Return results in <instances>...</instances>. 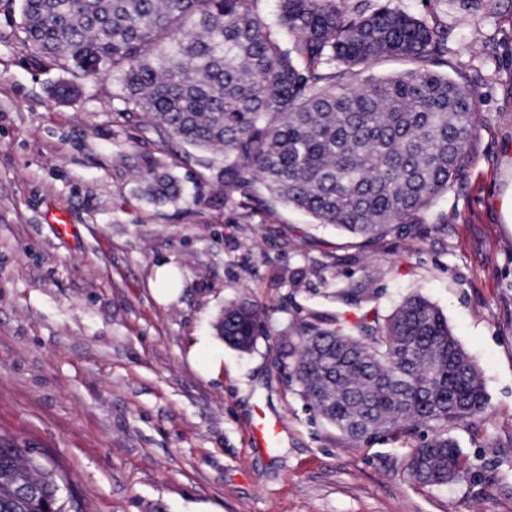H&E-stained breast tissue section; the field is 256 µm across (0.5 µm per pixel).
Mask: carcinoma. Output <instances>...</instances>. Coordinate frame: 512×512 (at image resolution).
<instances>
[{
    "mask_svg": "<svg viewBox=\"0 0 512 512\" xmlns=\"http://www.w3.org/2000/svg\"><path fill=\"white\" fill-rule=\"evenodd\" d=\"M18 10L34 61L74 77L120 83V111L177 165L221 166L224 201L281 202L365 240L420 223L471 161L475 87L448 65V34L395 0H0ZM413 68L361 78L382 57ZM142 193L179 198L171 172ZM232 349L265 329L249 301L215 324ZM349 334L309 314L289 343L288 378L354 441L438 427L407 459L424 485L465 478L467 461L443 428L485 410L483 382L438 308L408 296L385 319L365 314ZM67 481L37 450L0 440V512H65Z\"/></svg>",
    "mask_w": 512,
    "mask_h": 512,
    "instance_id": "carcinoma-1",
    "label": "carcinoma"
}]
</instances>
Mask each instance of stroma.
Wrapping results in <instances>:
<instances>
[{"label":"stroma","instance_id":"35a3bbf8","mask_svg":"<svg viewBox=\"0 0 512 512\" xmlns=\"http://www.w3.org/2000/svg\"><path fill=\"white\" fill-rule=\"evenodd\" d=\"M402 5L446 27L450 76L478 89L475 162L425 223L371 241L281 203L241 218L194 164L175 171L177 202H150L139 179L167 158L126 123L116 78L35 63L0 11V437L58 463L70 512H512V0ZM477 29L487 48H472ZM71 80L78 96L58 98ZM58 212L71 235L55 234ZM165 265L181 274L168 303L154 294ZM414 293L486 396L447 427L470 470L446 485L408 476L418 434L352 441L283 368L309 312L352 333ZM244 299L266 333L240 352L215 323ZM261 412L278 433L255 448Z\"/></svg>","mask_w":512,"mask_h":512}]
</instances>
